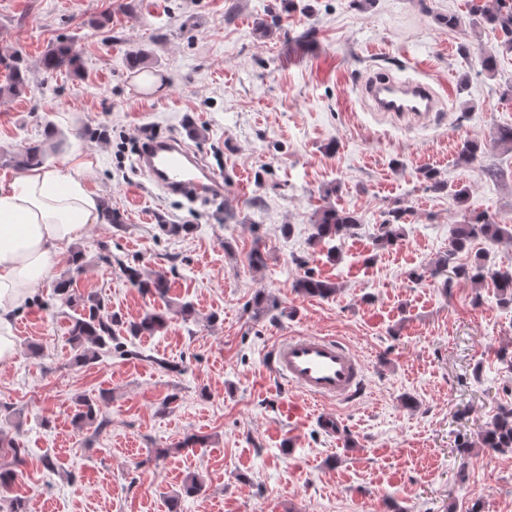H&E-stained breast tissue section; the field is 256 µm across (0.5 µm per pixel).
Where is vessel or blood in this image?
<instances>
[{
	"label": "vessel or blood",
	"instance_id": "1",
	"mask_svg": "<svg viewBox=\"0 0 512 512\" xmlns=\"http://www.w3.org/2000/svg\"><path fill=\"white\" fill-rule=\"evenodd\" d=\"M362 96L377 112L418 114L434 112L441 99L431 84L413 79L377 75L362 88ZM139 171L170 194L204 198L224 195V179L179 139H155L136 159ZM274 376L310 399L345 403L361 389L365 368L355 351L332 336H290L267 355Z\"/></svg>",
	"mask_w": 512,
	"mask_h": 512
}]
</instances>
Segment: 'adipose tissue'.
Instances as JSON below:
<instances>
[{
    "label": "adipose tissue",
    "instance_id": "ef3b65f1",
    "mask_svg": "<svg viewBox=\"0 0 512 512\" xmlns=\"http://www.w3.org/2000/svg\"><path fill=\"white\" fill-rule=\"evenodd\" d=\"M83 162L43 164L0 185V361L14 351L10 317L31 298L60 256L98 223L97 196Z\"/></svg>",
    "mask_w": 512,
    "mask_h": 512
}]
</instances>
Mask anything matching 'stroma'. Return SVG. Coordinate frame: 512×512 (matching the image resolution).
I'll use <instances>...</instances> for the list:
<instances>
[{"label":"stroma","instance_id":"1","mask_svg":"<svg viewBox=\"0 0 512 512\" xmlns=\"http://www.w3.org/2000/svg\"><path fill=\"white\" fill-rule=\"evenodd\" d=\"M469 0H0V55L28 68L0 96V182L11 159L56 131L47 163L89 162L87 188L121 226L89 225L85 260L61 259L12 319L0 363V466L26 448L0 512H512V452L479 437L512 407V308L491 279L416 282L478 216L512 225V54L474 20ZM453 14L455 27L441 23ZM313 38H306V31ZM72 44L79 70L43 55ZM471 50L462 56L460 46ZM140 50L145 69L126 54ZM496 54L484 71L477 51ZM431 83L451 99L423 116L371 111L379 74ZM107 128L104 139L81 129ZM189 135L224 179L207 202L172 196L134 168L133 143ZM481 153L458 163L464 140ZM431 169L448 185L429 189ZM466 189L464 202L453 192ZM360 224L334 245L310 242L325 206ZM402 237L375 243L389 209ZM185 225L172 235L160 223ZM260 248L262 267L248 254ZM164 273L166 295L133 288L106 257ZM335 283L326 299L294 289L305 269ZM71 277L122 322L162 312L152 335L83 365L67 341ZM271 308L257 313L255 298ZM193 312L181 316L182 304ZM335 336L360 355L361 395L316 403L274 379L268 350L288 336ZM107 396L103 428L73 423L81 397ZM301 410L288 419L283 403ZM334 414L335 428L324 424ZM202 445L187 446L189 436ZM52 467H45V460ZM203 488L185 495L187 475Z\"/></svg>","mask_w":512,"mask_h":512}]
</instances>
